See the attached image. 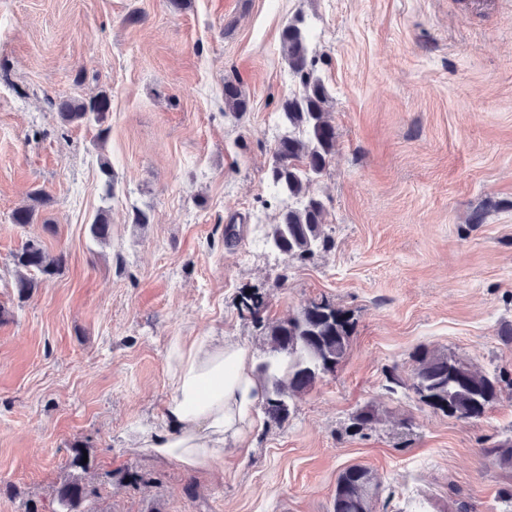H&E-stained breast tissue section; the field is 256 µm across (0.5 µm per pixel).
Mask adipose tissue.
<instances>
[{
  "mask_svg": "<svg viewBox=\"0 0 512 512\" xmlns=\"http://www.w3.org/2000/svg\"><path fill=\"white\" fill-rule=\"evenodd\" d=\"M171 396L162 424L140 431L137 448L187 469L223 472L224 447L249 445L262 398L247 349L221 336H177L168 350Z\"/></svg>",
  "mask_w": 512,
  "mask_h": 512,
  "instance_id": "1",
  "label": "adipose tissue"
}]
</instances>
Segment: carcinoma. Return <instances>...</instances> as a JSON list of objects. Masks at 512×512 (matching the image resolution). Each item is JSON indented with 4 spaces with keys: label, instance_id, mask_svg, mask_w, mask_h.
I'll list each match as a JSON object with an SVG mask.
<instances>
[{
    "label": "carcinoma",
    "instance_id": "cac0c4a2",
    "mask_svg": "<svg viewBox=\"0 0 512 512\" xmlns=\"http://www.w3.org/2000/svg\"><path fill=\"white\" fill-rule=\"evenodd\" d=\"M281 39L298 87L281 104L280 117L288 123L289 132L274 148L268 176L291 204L276 223L266 225L264 240L288 259L305 261L317 250L330 251L335 247L334 239L323 230L326 208L313 193L312 184L336 152V128L326 117L329 93L322 79L315 75L314 60L309 57L308 34L294 22L283 29ZM224 104L231 112L248 110V100L234 83L224 84ZM110 108L111 99L105 92L89 100L67 98L57 103L63 123L96 124V139L101 145L110 131L104 126ZM50 204V195L36 188L28 194V203L12 212L11 223L32 224L39 211ZM90 233L102 243L111 238L112 224L106 213L96 217ZM65 261L64 253L53 255L40 241H25L13 254L18 300L26 301L44 281L60 274ZM240 302V311L259 320L264 300L258 293H245ZM352 331L349 314L326 300L311 301L288 319L267 325L269 349L256 371L263 387L260 407L269 420H285L290 400L336 372L348 353ZM414 362L410 389L425 405L445 414L449 412L458 419H482L505 381L501 376L475 369L458 356L427 349L418 351ZM377 419L378 410L368 406L353 417L352 428L363 431ZM483 452L494 457L502 468L512 470L511 438ZM83 457L80 445H73L69 467L75 474L57 488L56 512H94L88 504L85 482L90 464L83 462ZM379 495L380 483L372 472L361 465L350 466L338 476L332 512H374Z\"/></svg>",
    "mask_w": 512,
    "mask_h": 512
}]
</instances>
